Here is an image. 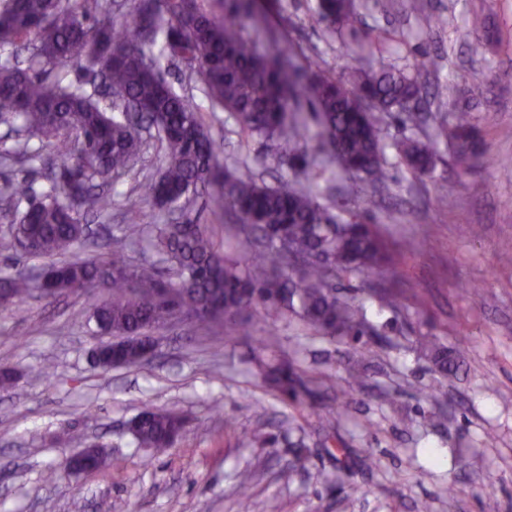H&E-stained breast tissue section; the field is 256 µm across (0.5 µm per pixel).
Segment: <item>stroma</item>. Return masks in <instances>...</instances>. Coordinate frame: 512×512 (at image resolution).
Returning <instances> with one entry per match:
<instances>
[{
    "mask_svg": "<svg viewBox=\"0 0 512 512\" xmlns=\"http://www.w3.org/2000/svg\"><path fill=\"white\" fill-rule=\"evenodd\" d=\"M357 0L361 21L337 36L315 17L316 0H263L258 50L288 44L299 80L316 70L347 78L364 63L401 67L420 54L435 60L433 80L454 96L432 102L415 119L388 118L381 131L389 178L375 186L329 165L312 188L332 215L378 225L394 253L395 269L373 275L371 288H392L399 307H381L361 279L341 278V294L383 327L371 340L369 378L349 392L347 361L335 341L282 320L253 337L197 338L192 325L159 329L161 352L135 366H93L90 353L110 335L97 331L86 297L39 296L0 309V367L15 373L0 389V512H238L239 482L252 477V512H512V0ZM487 25L460 40L473 15ZM443 26H435V18ZM196 104L225 161L247 159L266 184L291 176L260 140L241 134L234 117L214 112L202 94ZM471 108L480 152L463 165L439 129L457 100ZM434 139V170L419 176L396 146ZM163 154L148 135L130 169L114 179L110 211L85 217L97 241L122 238L133 259L149 256L125 209L142 204L159 222L198 220L224 246L234 240L222 210L206 205L168 213L142 201L135 185L157 174ZM11 213L0 209V273L31 272L44 258L14 247ZM483 288L481 302L465 289ZM424 297L428 305L417 308ZM420 336L461 346L457 377L437 386L430 362L415 350ZM287 357L318 380L313 406L276 397L254 355ZM174 410L191 420L171 448L137 447L129 421L143 407ZM304 426L311 455L285 475L292 454L288 424ZM71 440L57 443L61 429ZM276 434L267 448L244 441L255 429ZM106 443L102 469L72 474L64 457ZM353 472L335 486L337 447ZM53 479H46V472Z\"/></svg>",
    "mask_w": 512,
    "mask_h": 512,
    "instance_id": "1",
    "label": "stroma"
}]
</instances>
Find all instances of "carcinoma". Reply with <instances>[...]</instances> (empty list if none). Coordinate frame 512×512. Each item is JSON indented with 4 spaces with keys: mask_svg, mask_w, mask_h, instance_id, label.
<instances>
[{
    "mask_svg": "<svg viewBox=\"0 0 512 512\" xmlns=\"http://www.w3.org/2000/svg\"><path fill=\"white\" fill-rule=\"evenodd\" d=\"M256 0H138L130 18L118 21L117 0H0V44L32 45L26 66L0 65V119L32 136L51 141L55 169L49 190L36 196L26 182L0 188V204L18 214L14 238L37 256L67 255L46 266L53 295L92 300L97 328L124 342L123 365L142 360L141 337L174 322L178 314L200 330L223 327L227 334L252 335L249 320L259 307L268 319L291 317L330 338L376 335L363 310L339 296L337 275L375 273L388 260L374 224H340L304 180L264 184L246 162L223 163V143L199 116L192 95L164 81L162 62L196 63L188 80L201 83L212 106L234 115L242 131L275 144L282 159L307 140L305 120L292 109L299 98L319 109L321 135L343 155L350 172L370 181L388 179L379 137L380 124L406 102L424 97L427 65L414 60L402 69L360 66L344 82L318 72L305 84L294 81L288 46L270 55L258 51L248 30H257ZM320 19L339 32L353 27L354 0H317ZM99 68L114 88L150 106L143 123L168 130L163 168L136 189L160 208L185 210L213 190L211 202L232 210L246 224L243 256L231 259L204 224H158L156 215L130 206L125 221L150 225L149 247L171 265L166 277L151 262L133 263L126 244L115 240L108 256L83 257L81 214L68 203L81 199L99 213L112 209V196L95 191V181L123 172L141 147L138 128L121 105L104 104L82 79L72 80L68 62ZM448 140L461 162L476 157L471 114L453 113ZM416 173L433 165L429 142L398 146ZM29 276H0V295L16 301L31 292ZM419 352L444 378L463 365L462 350L435 336L418 343ZM260 372L295 404L311 394V379L286 363L260 360ZM129 432L140 448L171 447L187 433L181 416L154 407L132 419Z\"/></svg>",
    "mask_w": 512,
    "mask_h": 512,
    "instance_id": "cac0c4a2",
    "label": "carcinoma"
}]
</instances>
